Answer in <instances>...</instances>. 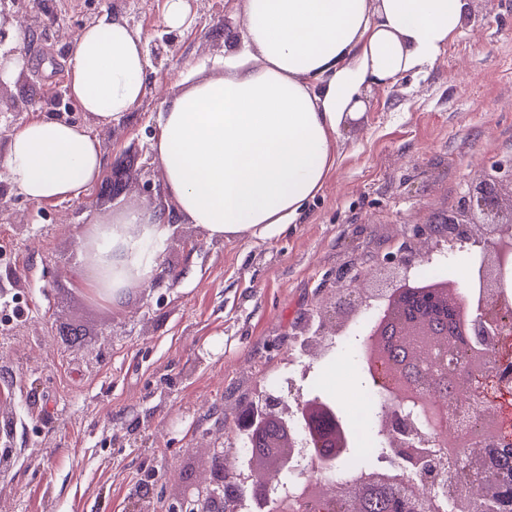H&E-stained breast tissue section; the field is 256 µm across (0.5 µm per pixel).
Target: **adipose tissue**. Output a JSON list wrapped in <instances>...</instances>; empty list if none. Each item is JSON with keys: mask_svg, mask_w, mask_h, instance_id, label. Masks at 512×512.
Returning <instances> with one entry per match:
<instances>
[{"mask_svg": "<svg viewBox=\"0 0 512 512\" xmlns=\"http://www.w3.org/2000/svg\"><path fill=\"white\" fill-rule=\"evenodd\" d=\"M466 0H243L245 49L258 60L195 83L159 118L151 144L179 220L222 242L272 239L299 222L338 160L336 136L357 118L367 81L419 73L466 21ZM141 36L105 18L71 40L68 89L107 125L145 94ZM11 182L36 202L79 197L105 168L98 139L79 124L35 119L11 136ZM166 215L129 208L102 233L83 286L121 303L161 270Z\"/></svg>", "mask_w": 512, "mask_h": 512, "instance_id": "obj_1", "label": "adipose tissue"}]
</instances>
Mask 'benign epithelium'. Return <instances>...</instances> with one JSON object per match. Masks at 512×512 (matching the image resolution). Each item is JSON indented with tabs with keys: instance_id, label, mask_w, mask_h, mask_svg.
Here are the masks:
<instances>
[{
	"instance_id": "obj_1",
	"label": "benign epithelium",
	"mask_w": 512,
	"mask_h": 512,
	"mask_svg": "<svg viewBox=\"0 0 512 512\" xmlns=\"http://www.w3.org/2000/svg\"><path fill=\"white\" fill-rule=\"evenodd\" d=\"M441 234L417 230L448 244H479L471 274L463 282L443 279L433 288H414L411 274L443 247L389 253L379 262L390 272L374 288L336 279L335 307L374 310L362 320V360L385 376L390 401L379 414L380 433L390 454L386 465L351 481H336L309 469L310 453L331 462L350 440L336 406L319 396L265 392L246 415L243 445L256 446L271 421L284 435L275 466L254 472L248 490L212 453L208 484L188 493L167 512H224L232 492L249 501L250 512H355L376 494H388L389 512H470L459 488L460 473L485 486L484 512H512V434L501 431L482 409V380L493 378L512 390V360L498 356L502 337L512 335V163L493 162L474 175L468 192L443 213Z\"/></svg>"
}]
</instances>
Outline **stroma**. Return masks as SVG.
Masks as SVG:
<instances>
[{
  "instance_id": "1",
  "label": "stroma",
  "mask_w": 512,
  "mask_h": 512,
  "mask_svg": "<svg viewBox=\"0 0 512 512\" xmlns=\"http://www.w3.org/2000/svg\"><path fill=\"white\" fill-rule=\"evenodd\" d=\"M165 0H29L24 65L0 82V121L90 126L118 196L92 187L54 202L10 183L0 134V512H130L136 487L152 507L209 476L210 449H236L235 420L264 391L322 378L364 381L353 318L329 353L300 356L295 335L330 300L331 278L367 272L456 204L476 169L512 160V0H468L469 19L433 65L364 86L361 116L343 127L339 157L300 224L267 241H209L175 226L160 248L173 287L132 290L118 305L78 288L85 229L133 205L153 210L145 181L164 176L151 151L158 115L239 47L242 0H188L197 30L162 46L145 94L107 126L59 107L69 42L105 15L144 43L163 33ZM193 248H186L185 240Z\"/></svg>"
}]
</instances>
